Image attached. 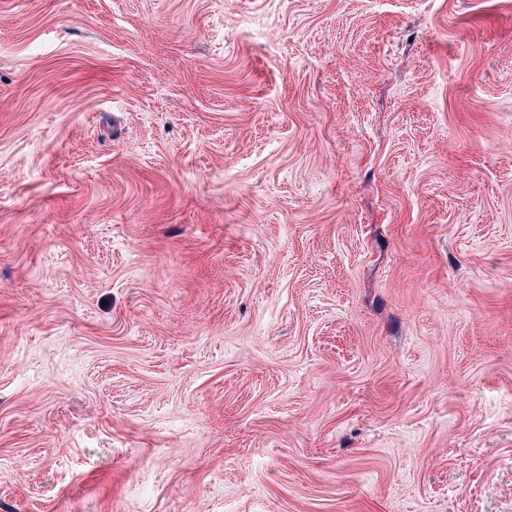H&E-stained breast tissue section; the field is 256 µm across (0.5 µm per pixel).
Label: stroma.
I'll list each match as a JSON object with an SVG mask.
<instances>
[{
  "mask_svg": "<svg viewBox=\"0 0 512 512\" xmlns=\"http://www.w3.org/2000/svg\"><path fill=\"white\" fill-rule=\"evenodd\" d=\"M0 512H512V0H0Z\"/></svg>",
  "mask_w": 512,
  "mask_h": 512,
  "instance_id": "stroma-1",
  "label": "stroma"
}]
</instances>
